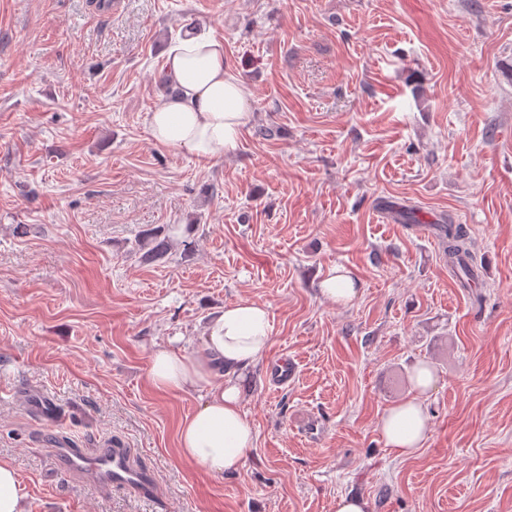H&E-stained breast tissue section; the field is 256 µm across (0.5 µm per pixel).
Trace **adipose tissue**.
<instances>
[{"instance_id": "1", "label": "adipose tissue", "mask_w": 512, "mask_h": 512, "mask_svg": "<svg viewBox=\"0 0 512 512\" xmlns=\"http://www.w3.org/2000/svg\"><path fill=\"white\" fill-rule=\"evenodd\" d=\"M162 78L173 93L148 117L154 141L200 159L232 154L253 119L252 91L227 69L223 41L186 32L168 48ZM272 330L268 307L242 299L211 317L199 352L159 345L151 354L149 381L155 389L205 391L203 404L181 423L178 445L184 459L211 476L238 471L255 445L239 381L266 363ZM426 421L424 404L414 397L392 406L378 429L396 457L408 458L427 439Z\"/></svg>"}]
</instances>
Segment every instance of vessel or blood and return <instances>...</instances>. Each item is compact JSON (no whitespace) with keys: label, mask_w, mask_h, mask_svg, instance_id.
Wrapping results in <instances>:
<instances>
[{"label":"vessel or blood","mask_w":512,"mask_h":512,"mask_svg":"<svg viewBox=\"0 0 512 512\" xmlns=\"http://www.w3.org/2000/svg\"><path fill=\"white\" fill-rule=\"evenodd\" d=\"M52 451L66 471L91 473L104 488H123L145 499L158 494L151 472L133 465L128 449L115 443H104L96 455L88 456L58 439L53 442Z\"/></svg>","instance_id":"b4317fda"}]
</instances>
